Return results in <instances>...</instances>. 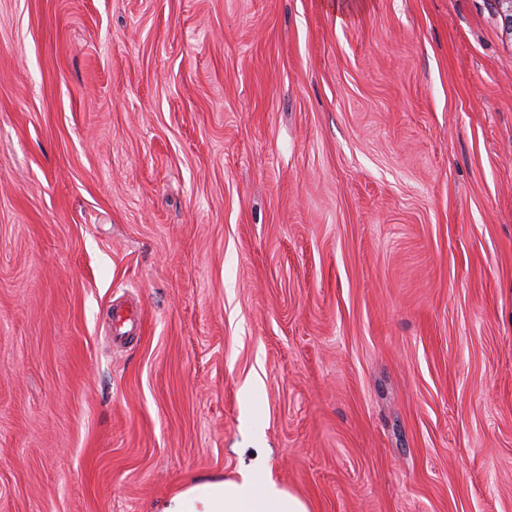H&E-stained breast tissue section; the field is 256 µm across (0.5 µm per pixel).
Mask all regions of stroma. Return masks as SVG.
I'll use <instances>...</instances> for the list:
<instances>
[{
    "label": "stroma",
    "mask_w": 512,
    "mask_h": 512,
    "mask_svg": "<svg viewBox=\"0 0 512 512\" xmlns=\"http://www.w3.org/2000/svg\"><path fill=\"white\" fill-rule=\"evenodd\" d=\"M256 461L312 512H512L497 0H0V512ZM112 329L115 337L128 336L138 329V314L132 306L118 304L112 309Z\"/></svg>",
    "instance_id": "35a3bbf8"
}]
</instances>
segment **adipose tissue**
Here are the masks:
<instances>
[{
  "instance_id": "obj_1",
  "label": "adipose tissue",
  "mask_w": 512,
  "mask_h": 512,
  "mask_svg": "<svg viewBox=\"0 0 512 512\" xmlns=\"http://www.w3.org/2000/svg\"><path fill=\"white\" fill-rule=\"evenodd\" d=\"M155 512H311V507L278 486L266 467L257 464L234 478L182 486L161 500Z\"/></svg>"
}]
</instances>
